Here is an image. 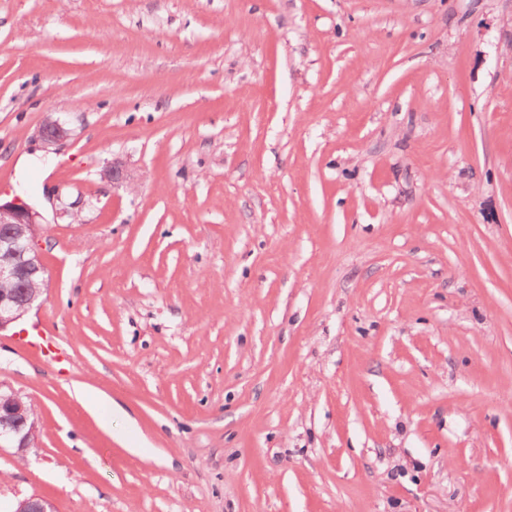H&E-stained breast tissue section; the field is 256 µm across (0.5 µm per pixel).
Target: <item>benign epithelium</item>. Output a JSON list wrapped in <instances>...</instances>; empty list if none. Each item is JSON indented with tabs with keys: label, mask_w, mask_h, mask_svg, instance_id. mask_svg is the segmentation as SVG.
Listing matches in <instances>:
<instances>
[{
	"label": "benign epithelium",
	"mask_w": 512,
	"mask_h": 512,
	"mask_svg": "<svg viewBox=\"0 0 512 512\" xmlns=\"http://www.w3.org/2000/svg\"><path fill=\"white\" fill-rule=\"evenodd\" d=\"M68 129L57 120L46 122L40 129V138L46 145L67 139ZM105 176L112 184L122 186L131 181L125 165L118 159L106 169ZM38 212L32 208L11 202H0V283L39 282L41 287L29 290L26 304L15 305L11 292L0 291V331L20 320L41 303L42 286L47 283V270L42 261L38 239ZM28 411L22 401L13 394L0 396V444L9 443L25 456L32 446L35 429L23 431L27 424ZM17 512H50L49 504L37 495L20 501Z\"/></svg>",
	"instance_id": "7a95c632"
}]
</instances>
